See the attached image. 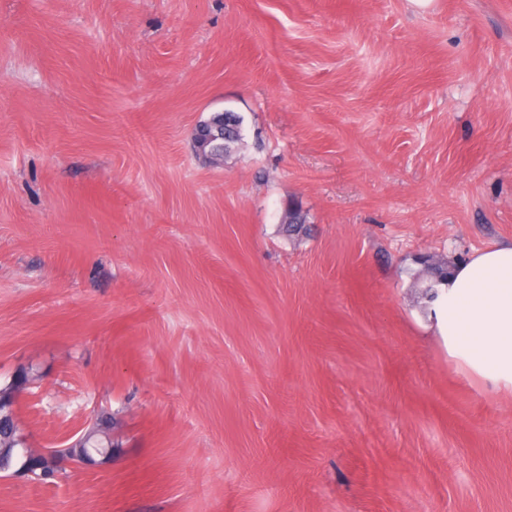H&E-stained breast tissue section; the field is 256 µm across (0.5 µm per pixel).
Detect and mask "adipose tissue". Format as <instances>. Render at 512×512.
Instances as JSON below:
<instances>
[{
    "mask_svg": "<svg viewBox=\"0 0 512 512\" xmlns=\"http://www.w3.org/2000/svg\"><path fill=\"white\" fill-rule=\"evenodd\" d=\"M429 311L462 372L512 394V243L476 251L454 266Z\"/></svg>",
    "mask_w": 512,
    "mask_h": 512,
    "instance_id": "obj_1",
    "label": "adipose tissue"
}]
</instances>
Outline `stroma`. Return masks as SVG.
<instances>
[{
  "instance_id": "stroma-1",
  "label": "stroma",
  "mask_w": 512,
  "mask_h": 512,
  "mask_svg": "<svg viewBox=\"0 0 512 512\" xmlns=\"http://www.w3.org/2000/svg\"><path fill=\"white\" fill-rule=\"evenodd\" d=\"M511 242L512 0H0V387L120 444L0 512H512L414 279Z\"/></svg>"
}]
</instances>
